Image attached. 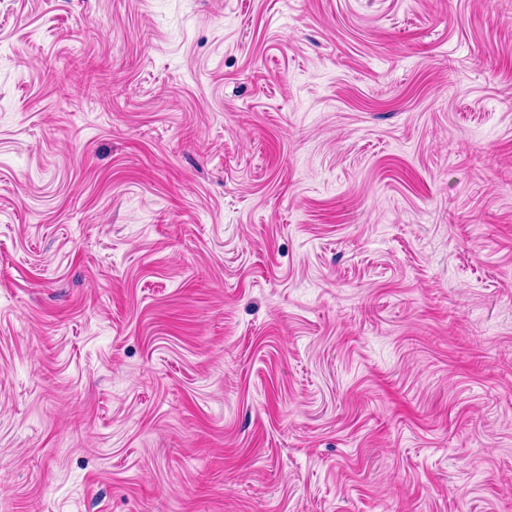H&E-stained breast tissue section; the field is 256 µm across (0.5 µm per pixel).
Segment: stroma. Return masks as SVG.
<instances>
[{"label":"stroma","instance_id":"1","mask_svg":"<svg viewBox=\"0 0 512 512\" xmlns=\"http://www.w3.org/2000/svg\"><path fill=\"white\" fill-rule=\"evenodd\" d=\"M0 512H512V0H0Z\"/></svg>","mask_w":512,"mask_h":512}]
</instances>
